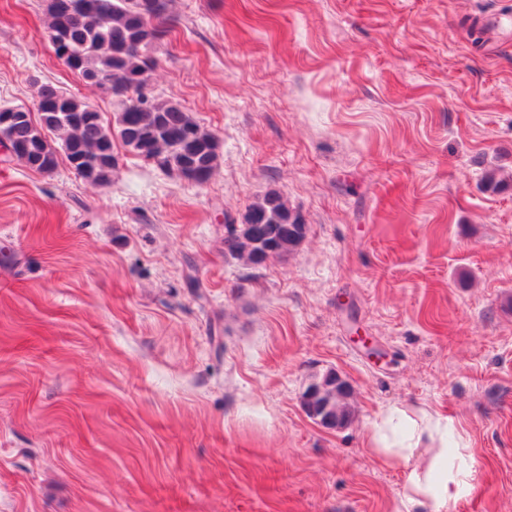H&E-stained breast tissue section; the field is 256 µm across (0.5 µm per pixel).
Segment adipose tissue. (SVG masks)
Instances as JSON below:
<instances>
[{
  "instance_id": "ef3b65f1",
  "label": "adipose tissue",
  "mask_w": 512,
  "mask_h": 512,
  "mask_svg": "<svg viewBox=\"0 0 512 512\" xmlns=\"http://www.w3.org/2000/svg\"><path fill=\"white\" fill-rule=\"evenodd\" d=\"M448 420L392 408L377 422L369 446L384 465L405 466L401 503L406 512H452L467 482L468 470L448 464Z\"/></svg>"
}]
</instances>
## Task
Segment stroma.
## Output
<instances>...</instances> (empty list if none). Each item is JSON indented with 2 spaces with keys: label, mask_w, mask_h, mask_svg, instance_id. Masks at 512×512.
<instances>
[{
  "label": "stroma",
  "mask_w": 512,
  "mask_h": 512,
  "mask_svg": "<svg viewBox=\"0 0 512 512\" xmlns=\"http://www.w3.org/2000/svg\"><path fill=\"white\" fill-rule=\"evenodd\" d=\"M45 5L0 0V106L49 84L116 127ZM169 13L151 94L216 137L206 183L120 143L104 186L0 148V512H404L367 444L392 406L463 435L454 512H512V0ZM271 190L305 239L229 255ZM331 371L340 428L303 408ZM343 383V391L349 392L350 391V385L347 381L343 380L339 376V380H336V383L332 384L329 389H327L324 394L320 398V402L328 404L330 407L331 412L336 415V412L339 414V416L342 419L343 425L347 424L352 416L353 410L351 405L348 403V398L350 395L345 397L341 402L338 399L337 394L339 393V387H336L338 384ZM342 425V426H343Z\"/></svg>",
  "instance_id": "1"
}]
</instances>
